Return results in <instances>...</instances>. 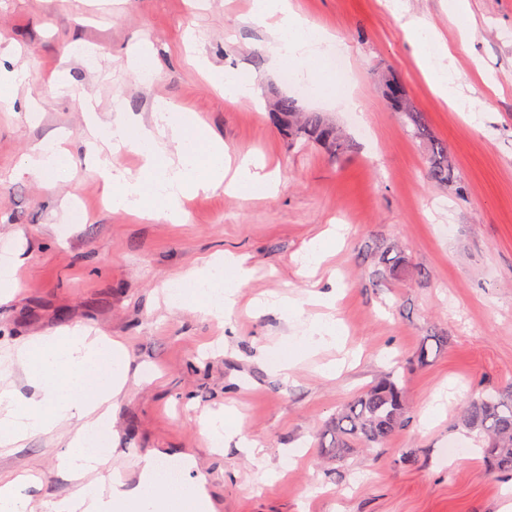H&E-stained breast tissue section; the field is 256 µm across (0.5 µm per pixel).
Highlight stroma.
<instances>
[{
    "label": "stroma",
    "instance_id": "1",
    "mask_svg": "<svg viewBox=\"0 0 512 512\" xmlns=\"http://www.w3.org/2000/svg\"><path fill=\"white\" fill-rule=\"evenodd\" d=\"M311 23L342 40L340 63L358 99L353 112L302 94L269 51L252 0H0V70L26 71L13 104H0V260L19 255V293L0 301V350L80 323L121 340L130 391L114 411L119 438L110 465L136 481L145 458L193 463L204 475L212 512H512V476L489 473L473 436L456 429L460 408L485 389L512 386V0H469L472 27L460 37L443 0H293ZM423 20L448 43L456 77L475 111L458 112L426 81L405 39ZM81 40L92 59L68 54ZM150 46L151 79L129 70L126 52ZM247 73L257 101L234 103L208 73ZM391 73L408 88L434 138L447 144L457 178L430 181L428 146L412 138L381 84ZM297 97L345 133L339 158L312 142L290 144L271 120L276 101ZM99 116L122 105L143 123L163 99L192 112L232 157L264 163L273 196L223 190L185 203L171 224L111 211L94 160L82 104ZM65 140L67 175L44 183L21 173L30 150ZM87 209L70 221L73 203ZM346 225L327 266L305 275L296 257L330 225ZM399 248L405 278L377 280L383 251ZM242 257L250 276L229 318H206L165 304V284L205 260ZM336 291V345L308 347L290 379L273 371L295 351ZM278 293L303 315L258 312L255 298ZM432 336L443 346L414 358ZM400 357L410 419L383 448L344 461L325 455L317 432ZM347 358L335 377L324 364ZM234 408L261 452L211 450L207 413ZM56 434L0 453V476L29 470L34 512L71 496L57 469ZM280 470L265 485L269 469Z\"/></svg>",
    "mask_w": 512,
    "mask_h": 512
}]
</instances>
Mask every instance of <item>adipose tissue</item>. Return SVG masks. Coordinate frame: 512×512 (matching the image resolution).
I'll return each instance as SVG.
<instances>
[{"label":"adipose tissue","mask_w":512,"mask_h":512,"mask_svg":"<svg viewBox=\"0 0 512 512\" xmlns=\"http://www.w3.org/2000/svg\"><path fill=\"white\" fill-rule=\"evenodd\" d=\"M253 14L273 21V58L291 66L300 80L320 86L319 73L307 62L339 50L341 41L303 18L289 0H253ZM406 32L433 92L455 110L466 111L452 77L454 57L447 43L417 21ZM85 121L92 136L89 150L103 143L116 152L134 151L145 163V176L131 178L110 168L108 160H100L113 210L177 223L184 215L183 198L219 186L265 196L276 191L274 178L261 173L257 161L245 158L231 166L222 139L193 118L173 120L167 102L156 103L148 126L121 108L104 121L93 107H86ZM69 162L70 152L61 142H42L31 149L21 170L45 179ZM247 280L243 259L227 254L169 281L166 297L170 306H189L203 316L221 319L230 314ZM17 372L35 393L24 398L15 388L0 390V449L15 452L28 437L52 433L62 425L68 428L58 467L76 491L48 503V512H198L206 503L204 476L190 475L172 483L149 465L126 491L106 488L108 461L95 450L110 444L112 410L129 380L130 362L120 343L84 325L68 326L49 336L25 339L0 357L1 379Z\"/></svg>","instance_id":"adipose-tissue-1"}]
</instances>
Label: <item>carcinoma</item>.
I'll return each instance as SVG.
<instances>
[{
	"mask_svg": "<svg viewBox=\"0 0 512 512\" xmlns=\"http://www.w3.org/2000/svg\"><path fill=\"white\" fill-rule=\"evenodd\" d=\"M385 95L394 111L401 113L405 123L412 127V134L427 142L430 179L440 185L452 183L455 170L448 161V149L430 134L423 114L412 106L407 88L390 77L385 81ZM272 117L288 132V140L293 143L300 138L313 140L336 156L348 149L347 141L320 113L299 111L297 102L291 98L279 99ZM382 264L384 272L392 277H399L406 271L405 262L398 255L384 254ZM408 418L404 379L391 371L336 412L318 433L320 447L338 461L359 449L382 448ZM459 425L477 435L489 469L512 474V387L482 391L462 408Z\"/></svg>",
	"mask_w": 512,
	"mask_h": 512,
	"instance_id": "carcinoma-1",
	"label": "carcinoma"
}]
</instances>
